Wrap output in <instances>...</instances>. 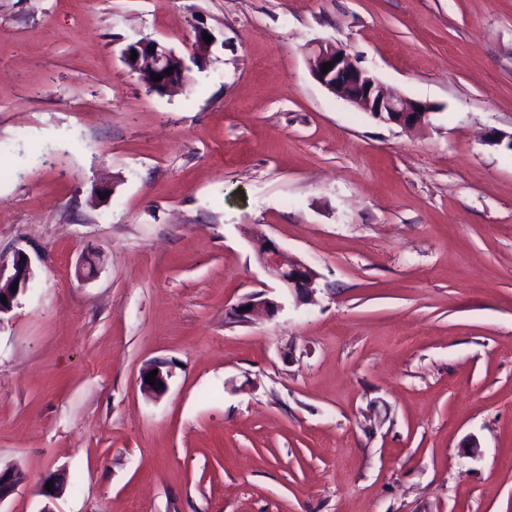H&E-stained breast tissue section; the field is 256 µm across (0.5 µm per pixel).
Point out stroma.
<instances>
[{
	"mask_svg": "<svg viewBox=\"0 0 512 512\" xmlns=\"http://www.w3.org/2000/svg\"><path fill=\"white\" fill-rule=\"evenodd\" d=\"M201 28L192 91L123 60ZM320 44L430 124L330 93ZM510 136L512 0H0V259L36 273L0 316V512H512ZM254 293L282 310L226 319ZM251 243L265 273L277 280L288 295L294 294L303 301L310 299L319 278L310 265L300 259L290 258L287 252L265 234L257 233Z\"/></svg>",
	"mask_w": 512,
	"mask_h": 512,
	"instance_id": "1",
	"label": "stroma"
}]
</instances>
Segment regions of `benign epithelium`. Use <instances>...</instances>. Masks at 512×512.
Listing matches in <instances>:
<instances>
[{
    "label": "benign epithelium",
    "instance_id": "7a95c632",
    "mask_svg": "<svg viewBox=\"0 0 512 512\" xmlns=\"http://www.w3.org/2000/svg\"><path fill=\"white\" fill-rule=\"evenodd\" d=\"M138 55L137 66L147 79L148 87L154 86L153 76L161 74L160 83L170 88L177 85L178 73L172 63L184 57L160 42L144 39L135 45ZM332 63L328 72H322L323 64ZM171 73H166V70ZM311 72L314 78L334 94L344 98L372 118L400 127H414L429 124L434 107L421 100L390 93L379 79L359 67L347 52L332 46L320 45L313 51ZM252 247L265 273L278 281L284 290L307 301L316 289L319 274L307 263L291 258L275 241L258 233L251 239ZM34 278L32 261L22 250L14 254L11 263L0 260V297L6 296L7 303L0 302V315L9 312L19 293L29 288ZM17 290H11L12 285ZM282 309V303L267 294H256L248 300L227 309L225 316L236 322H249L257 316L274 317ZM158 371L155 384L146 383V374H141L142 388L152 394H159L167 388L169 373L162 365L155 363ZM24 481V475L16 470L0 469V503L16 493Z\"/></svg>",
    "mask_w": 512,
    "mask_h": 512
}]
</instances>
